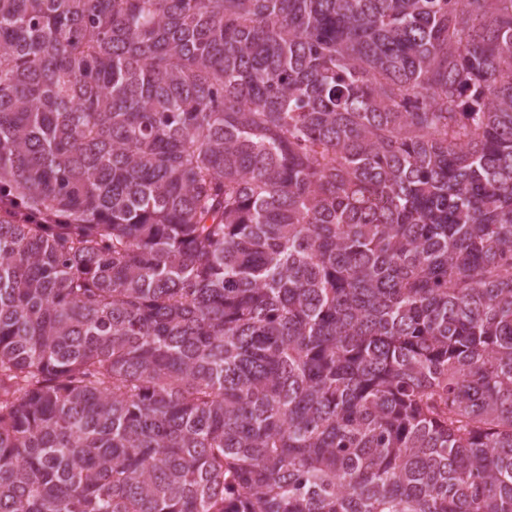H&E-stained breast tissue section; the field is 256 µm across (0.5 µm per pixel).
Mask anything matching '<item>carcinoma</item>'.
I'll return each instance as SVG.
<instances>
[{
  "instance_id": "carcinoma-1",
  "label": "carcinoma",
  "mask_w": 512,
  "mask_h": 512,
  "mask_svg": "<svg viewBox=\"0 0 512 512\" xmlns=\"http://www.w3.org/2000/svg\"><path fill=\"white\" fill-rule=\"evenodd\" d=\"M0 512H512V0H0Z\"/></svg>"
}]
</instances>
